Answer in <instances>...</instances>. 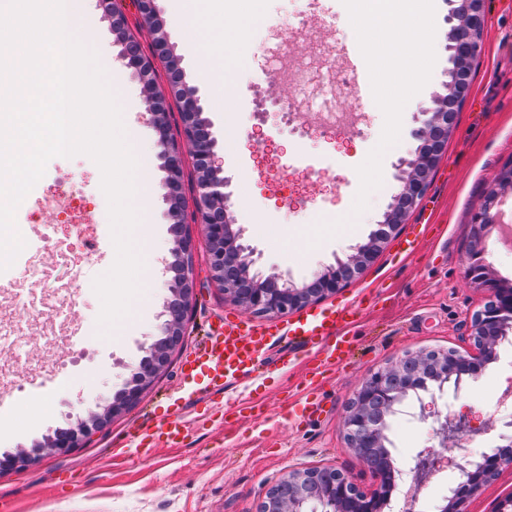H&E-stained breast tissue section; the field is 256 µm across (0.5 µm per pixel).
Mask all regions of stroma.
<instances>
[{
	"instance_id": "obj_1",
	"label": "stroma",
	"mask_w": 512,
	"mask_h": 512,
	"mask_svg": "<svg viewBox=\"0 0 512 512\" xmlns=\"http://www.w3.org/2000/svg\"><path fill=\"white\" fill-rule=\"evenodd\" d=\"M450 9L448 0H435L437 61L429 83L402 115L399 143L383 158V185L370 196L368 221L352 223L313 248L306 233L315 223L350 213L359 188L356 168L377 145L384 123L374 99L356 96L349 83L343 47L355 43L356 34L341 0H263L260 20L248 26L238 25L232 0H225L224 24L240 46L239 51L224 53V76L233 97L229 112L215 108L195 54L173 39L185 79L197 90L203 115L212 123L224 153L231 211L259 256L260 271L303 283L368 240L400 188L405 160L415 153L417 142L411 132L418 114L431 106L448 80ZM486 14L471 94L457 112L447 152L431 175L422 203L361 274L325 299L329 305L353 300L363 309L352 330V355L337 372L328 374L320 389L326 415L302 426L287 419L298 384L309 376L308 367L298 363L261 386L265 418L231 413L205 417L183 447L113 461V438L146 425L153 406L176 391L177 367L172 364L136 407L113 419L87 447L42 457L23 472L0 474V512H255L262 487L291 467L333 466L360 489H375L372 471L349 448L344 435L350 400L368 375L405 352L452 349L474 354L471 321L488 297L486 290L469 283L465 271L472 216L502 167L512 161V0H487ZM115 95L123 111L134 113L138 137L154 140L146 95L133 70H126ZM333 111L361 115L360 133L333 139L320 135V113ZM312 165L322 176L303 195L293 182L278 180L273 173L278 166L293 171ZM58 189L71 193L70 209L44 206V198ZM64 224L94 225L96 235L88 240L72 230L62 251L53 242L36 240L30 257L49 268L50 281L26 280L24 263L18 260L0 274V282L20 290L39 310L35 317L17 318V330L63 334V327L52 319L57 299L52 289L69 281L63 258L82 257L91 245H98L72 309L75 325L85 335L83 352L74 354L71 346L57 342L35 350L17 369V388L9 403L0 407V453L28 447L84 415L101 393L120 390L163 320L169 295L164 283L134 302L131 315L113 336H98L101 304L92 284L110 269L114 247L97 166L85 155L51 159L16 211V225L24 235L34 225ZM411 232L418 247L407 255L400 251L399 241ZM196 293L184 351H192L225 314L257 320L205 276H198ZM35 375L48 382L44 395L52 410L43 417L28 414L34 398L30 379ZM508 383L512 384V340L499 346L495 362L451 402L434 401L436 409H451L463 428L449 439V447L466 449L473 460L499 445L503 423L512 419V408L498 399L499 388ZM389 438L395 459L403 465L421 455L431 456L439 445L431 426L410 418L394 419ZM458 478L455 465L437 463L415 502L392 494L389 512H438L442 499L431 494V485L448 487Z\"/></svg>"
}]
</instances>
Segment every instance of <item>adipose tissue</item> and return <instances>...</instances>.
<instances>
[{"label":"adipose tissue","mask_w":512,"mask_h":512,"mask_svg":"<svg viewBox=\"0 0 512 512\" xmlns=\"http://www.w3.org/2000/svg\"><path fill=\"white\" fill-rule=\"evenodd\" d=\"M180 20L177 34L189 47L196 49L201 58L202 71L207 74V84L212 99L231 102L232 94L224 80V36L215 28L207 14L211 0H179ZM209 30L210 38L199 42L201 30Z\"/></svg>","instance_id":"obj_1"}]
</instances>
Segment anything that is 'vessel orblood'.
<instances>
[{"instance_id":"obj_1","label":"vessel or blood","mask_w":512,"mask_h":512,"mask_svg":"<svg viewBox=\"0 0 512 512\" xmlns=\"http://www.w3.org/2000/svg\"><path fill=\"white\" fill-rule=\"evenodd\" d=\"M361 315L359 303L343 301L294 321L264 326L225 317L202 346L180 362L179 391L153 410L139 440L169 448L179 446L195 423L197 394L223 393L229 380L251 381L260 370L282 373L296 354L304 356L314 373L300 389L295 409L299 422L310 421L324 410L318 378L343 364L351 348L350 330ZM283 337L292 341V352L275 351L276 341Z\"/></svg>"}]
</instances>
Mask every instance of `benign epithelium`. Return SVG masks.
<instances>
[{
	"label": "benign epithelium",
	"instance_id": "benign-epithelium-1",
	"mask_svg": "<svg viewBox=\"0 0 512 512\" xmlns=\"http://www.w3.org/2000/svg\"><path fill=\"white\" fill-rule=\"evenodd\" d=\"M119 0H96L97 10L103 17L119 20L128 26L127 14L118 6ZM139 18L149 19L154 28L164 29V20L156 0H133ZM464 13L465 34L456 39L457 66L453 81L448 84V96L438 95L433 105L422 110L419 126L412 136L421 142L416 157L406 161L414 168L412 177L402 183L398 195L406 200V207L396 213H384L376 230L366 244L353 248L346 260H339L314 274L303 284L284 280L277 274L264 276L254 268V248L245 244L242 233L235 228L231 213L230 194L226 192L228 180L221 176L223 164L216 151L217 138L212 124L199 120L201 99L196 89L184 87L176 96V105L182 120L180 138L171 134L167 121L166 97L159 94L150 98L148 111L150 124L157 137V145L164 158L165 177L162 188L172 220L176 240L173 250L178 264L167 265L172 273L169 291L172 299L166 306L167 318L159 327L160 336L150 344L146 356L133 366L130 378L115 395L97 401L87 422L62 442H52V454L61 455L74 448H83L95 435L112 424V419L131 410L140 401L144 391L168 367L172 354L186 336L193 305L196 301L195 283L197 269L194 247L186 225V200L183 194L184 156L192 158L198 173V193L194 199L193 223L202 227L206 238L204 272L208 281L220 288L234 303L245 307L257 316L284 315L334 294L368 266L388 241L399 224L418 207L423 199L429 178L444 156L448 139L453 131L456 112L467 99L471 88V62L480 50L486 25L485 0H461V7L451 10V17ZM173 56L169 39L157 38L149 52L139 51L126 56V66L134 71L153 72L156 63H165ZM500 199L496 189L489 191L481 207L474 213V244L488 238L497 224L498 212L494 206ZM487 245H482L479 257L469 259L466 277L476 288H486L489 299L472 319L471 337L480 350L481 357L491 362L496 359V348L512 332V326L501 327L497 336H482V323L512 306V290L493 287L491 266L485 259ZM452 354L447 351L407 353L395 363L370 374L357 389L344 417L343 428L350 448L368 466L377 487L367 494L359 489L342 470L333 467L291 468L287 473L267 485L261 493L257 512H308L311 503L320 506V512H384L390 497L388 485L409 480L407 495L414 497L420 491L429 471V459L419 456L415 462L400 467L388 448L390 420L411 401L419 403L418 418L433 419L432 427L440 440V447L448 444V431L454 428L451 413L426 411L424 397L453 389L458 392L462 384L478 377L479 372L458 374L450 368ZM503 444L491 453H482L479 460L459 467L461 481L451 490L439 512H467V502L479 494L498 474L501 468L512 463V434L501 436ZM382 462L377 468L373 459Z\"/></svg>",
	"mask_w": 512,
	"mask_h": 512
}]
</instances>
